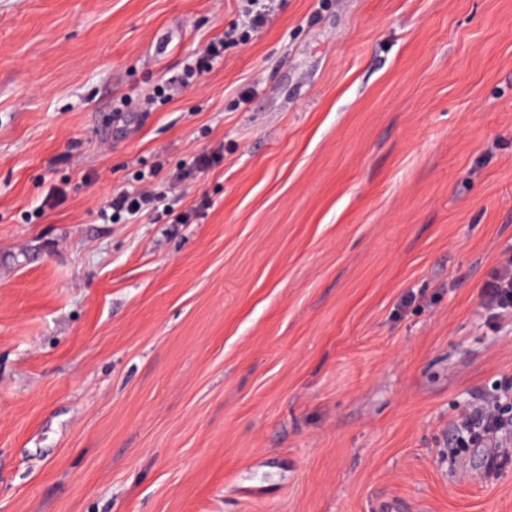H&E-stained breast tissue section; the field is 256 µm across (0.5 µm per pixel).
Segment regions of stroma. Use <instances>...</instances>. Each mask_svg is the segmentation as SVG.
Listing matches in <instances>:
<instances>
[{
	"instance_id": "35a3bbf8",
	"label": "stroma",
	"mask_w": 512,
	"mask_h": 512,
	"mask_svg": "<svg viewBox=\"0 0 512 512\" xmlns=\"http://www.w3.org/2000/svg\"><path fill=\"white\" fill-rule=\"evenodd\" d=\"M240 18L0 0V512H512V0H276L145 112ZM156 164L203 218L102 221ZM241 23H233L224 28V33L214 37L202 55L191 57L185 65L181 87H187L197 75L210 71L224 60V51L250 41L265 25L271 15L270 0H242ZM479 308L488 320L512 314V246L501 253L494 274L482 289ZM502 398L512 399V377L503 378L494 392L476 390L472 401L453 422L454 444L479 443L495 446L500 434L512 433V415L501 406ZM467 438V439H466Z\"/></svg>"
}]
</instances>
